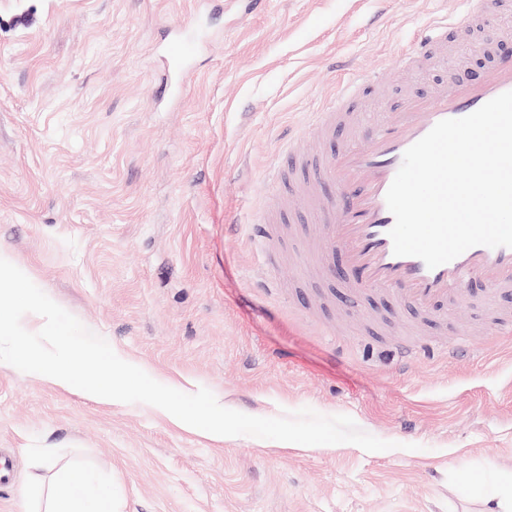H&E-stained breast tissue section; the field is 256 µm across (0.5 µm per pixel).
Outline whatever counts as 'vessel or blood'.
Listing matches in <instances>:
<instances>
[{
  "instance_id": "b4317fda",
  "label": "vessel or blood",
  "mask_w": 512,
  "mask_h": 512,
  "mask_svg": "<svg viewBox=\"0 0 512 512\" xmlns=\"http://www.w3.org/2000/svg\"><path fill=\"white\" fill-rule=\"evenodd\" d=\"M487 7V0H468L467 11L426 27L401 51V65H433L447 48L449 35L464 30L472 14ZM197 49L192 32L175 40L166 55L173 81L183 82ZM379 83L375 73L339 82L334 103L311 124V137L331 138L347 122L349 107ZM507 91H512V54L502 53L479 80H450L428 95L404 97L394 109L363 119L344 133L335 152L297 145L285 165L274 166L273 178L276 184H295L299 190L283 196L251 225L250 242L273 240L280 224L319 225L321 236L313 245L320 250V272L331 276V259L341 255L349 301L390 297L411 306L421 321L442 326L465 301L469 285L481 280L487 289L485 306L499 319L495 338L511 335L512 312L502 308L499 298L512 294V248L475 246L449 263L427 268L419 258L394 255L389 232L395 219L386 204V193L411 145L439 121L467 116Z\"/></svg>"
}]
</instances>
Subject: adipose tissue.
Returning a JSON list of instances; mask_svg holds the SVG:
<instances>
[{
    "instance_id": "1",
    "label": "adipose tissue",
    "mask_w": 512,
    "mask_h": 512,
    "mask_svg": "<svg viewBox=\"0 0 512 512\" xmlns=\"http://www.w3.org/2000/svg\"><path fill=\"white\" fill-rule=\"evenodd\" d=\"M98 482V476L92 473L58 469L45 495L42 512H120L116 498L98 493Z\"/></svg>"
}]
</instances>
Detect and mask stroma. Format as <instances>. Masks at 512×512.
<instances>
[{
	"mask_svg": "<svg viewBox=\"0 0 512 512\" xmlns=\"http://www.w3.org/2000/svg\"><path fill=\"white\" fill-rule=\"evenodd\" d=\"M459 0H0V250L53 301L154 380L209 389L228 409L347 415L394 442L307 446L217 440L144 403H106L0 362V454L15 460L0 512L41 450L89 467L123 512H486L512 474V344L487 334L483 286L448 324L465 346L402 362L383 333L414 313L339 304L287 224L278 293L245 251L277 200L267 174L332 100L337 81L383 70L359 113L430 92L512 50V0L448 44L453 71L408 70L400 50ZM211 40L182 91L161 94L175 29Z\"/></svg>",
	"mask_w": 512,
	"mask_h": 512,
	"instance_id": "obj_1",
	"label": "stroma"
}]
</instances>
